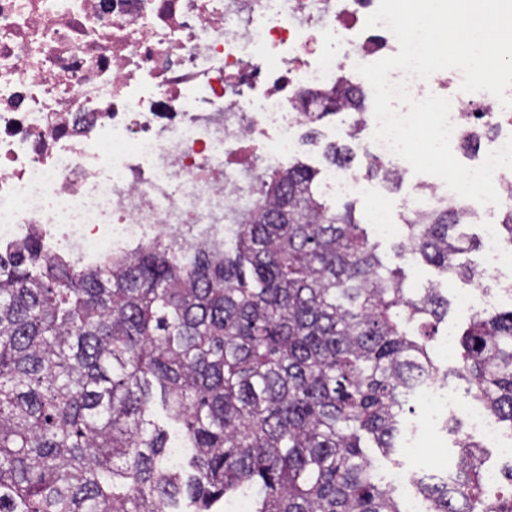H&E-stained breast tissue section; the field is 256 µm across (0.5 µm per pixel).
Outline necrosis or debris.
<instances>
[{"instance_id": "necrosis-or-debris-1", "label": "necrosis or debris", "mask_w": 512, "mask_h": 512, "mask_svg": "<svg viewBox=\"0 0 512 512\" xmlns=\"http://www.w3.org/2000/svg\"><path fill=\"white\" fill-rule=\"evenodd\" d=\"M379 0H0V255L33 232L70 265L161 238L185 248L224 237L255 208L261 175L284 167L317 96L363 78L356 64L395 55L394 35L366 28ZM446 69L407 80L439 86L455 130L512 116L462 97ZM355 115L367 159L409 174ZM456 379L419 378L434 421L468 429L512 461V440Z\"/></svg>"}]
</instances>
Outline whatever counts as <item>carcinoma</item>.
<instances>
[{
  "instance_id": "obj_1",
  "label": "carcinoma",
  "mask_w": 512,
  "mask_h": 512,
  "mask_svg": "<svg viewBox=\"0 0 512 512\" xmlns=\"http://www.w3.org/2000/svg\"><path fill=\"white\" fill-rule=\"evenodd\" d=\"M311 121L338 114L335 93ZM290 164L224 241L157 240L79 270L30 237L0 256V512H403L364 447L399 451L417 376L461 378L512 434V309L476 312L455 362L434 336L438 288L405 287L353 208ZM462 206L413 212L409 251L475 278ZM160 397L171 435L151 419ZM455 495L426 512H512V465L485 481L461 419Z\"/></svg>"
}]
</instances>
